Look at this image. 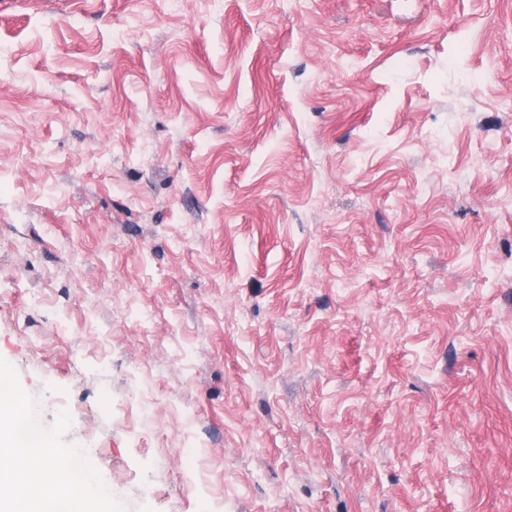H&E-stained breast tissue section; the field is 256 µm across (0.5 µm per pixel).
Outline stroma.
Listing matches in <instances>:
<instances>
[{
	"label": "stroma",
	"instance_id": "1",
	"mask_svg": "<svg viewBox=\"0 0 512 512\" xmlns=\"http://www.w3.org/2000/svg\"><path fill=\"white\" fill-rule=\"evenodd\" d=\"M0 359L124 512H512V0H0Z\"/></svg>",
	"mask_w": 512,
	"mask_h": 512
}]
</instances>
